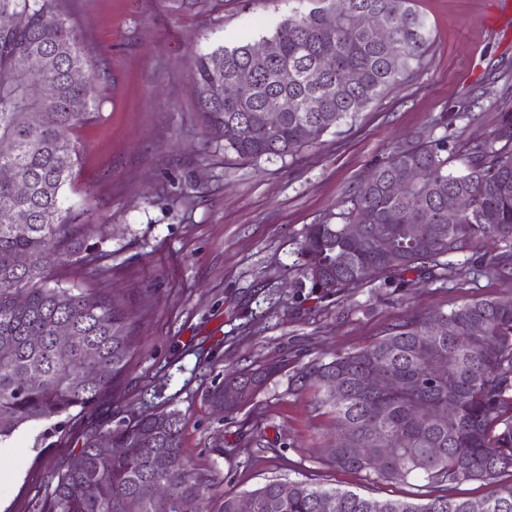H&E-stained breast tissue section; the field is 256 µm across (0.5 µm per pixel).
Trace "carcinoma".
<instances>
[{
    "label": "carcinoma",
    "mask_w": 512,
    "mask_h": 512,
    "mask_svg": "<svg viewBox=\"0 0 512 512\" xmlns=\"http://www.w3.org/2000/svg\"><path fill=\"white\" fill-rule=\"evenodd\" d=\"M297 12L261 41L276 52L253 55L255 43L219 46L194 58L196 108L205 126L241 129L224 152L252 162L297 154L381 98L423 67L430 25L414 0H321ZM12 24L0 29V167L29 186L19 197L0 182V443L20 428L53 422L63 428L73 411L96 403L127 372L131 322L121 302L59 284L65 266L91 265L96 234L73 223L64 192L78 161L68 133L98 116L94 86L71 80L86 68L82 36L59 8V0H0ZM377 19L388 39L354 16ZM336 18L334 27L324 17ZM43 60V94H27L17 61ZM246 73L239 99L219 95L224 81ZM270 95L293 101L273 126L264 120ZM406 169L419 171L406 193L391 185ZM467 199L453 223L448 205ZM31 213L29 224H12L10 213ZM368 214L378 232L354 239L351 224ZM389 242L381 252L376 234ZM476 241L498 251L470 255ZM29 257L26 267L15 258ZM463 255L457 264L452 258ZM298 287L330 297L371 277L387 285L452 283L479 264L482 274L512 280V109L500 132L478 144L464 168L448 167V137L434 129L395 144L355 187L346 208L306 226L298 249ZM448 364L437 378L428 363ZM278 363L225 373L204 394L210 407L224 402V382L259 376L266 384ZM389 379L383 389L365 386L368 373ZM302 387L317 388V407L345 422L350 436L334 428L324 449L342 470L380 479L423 474L442 494L419 501L385 500L359 493L270 480L251 491L254 512H471L475 501L447 492L468 481L491 486L480 499L485 512H512V487L494 486L512 468V295L472 299L450 311L416 316L377 341L336 354L301 372ZM185 419L175 409L146 412L103 432L86 435L78 453L57 474L41 512H237L239 497L218 494L210 470L192 467L183 449ZM151 437L159 460L140 453ZM121 448L118 454L114 449ZM181 487L177 500L148 492L154 482ZM288 485V496L280 494Z\"/></svg>",
    "instance_id": "carcinoma-1"
}]
</instances>
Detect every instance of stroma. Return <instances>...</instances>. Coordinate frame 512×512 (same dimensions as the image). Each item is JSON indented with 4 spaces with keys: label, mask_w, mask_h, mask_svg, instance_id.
<instances>
[{
    "label": "stroma",
    "mask_w": 512,
    "mask_h": 512,
    "mask_svg": "<svg viewBox=\"0 0 512 512\" xmlns=\"http://www.w3.org/2000/svg\"><path fill=\"white\" fill-rule=\"evenodd\" d=\"M313 6L224 0L188 11L179 0H60L85 40L100 102L97 121L75 132L80 160L65 199L77 223L103 227L93 268L61 275L126 304L131 358L122 381L63 431L32 424L8 441L0 512H34L91 429L161 409L181 412L186 458L214 470L228 493L246 495L272 478L377 500L428 492L421 475L382 480L326 464L320 450L333 419L295 378L410 315L512 285L470 274L394 290L375 278L320 299L296 288L293 265L306 225L339 211L375 160L461 99L472 106L446 131L450 168L496 135L512 108V37L487 24L491 0H415L433 37L421 69L294 156L255 163L225 155L222 135L198 117L195 53L258 39ZM273 361L283 370L239 411L224 416L204 402L217 374Z\"/></svg>",
    "instance_id": "obj_1"
}]
</instances>
